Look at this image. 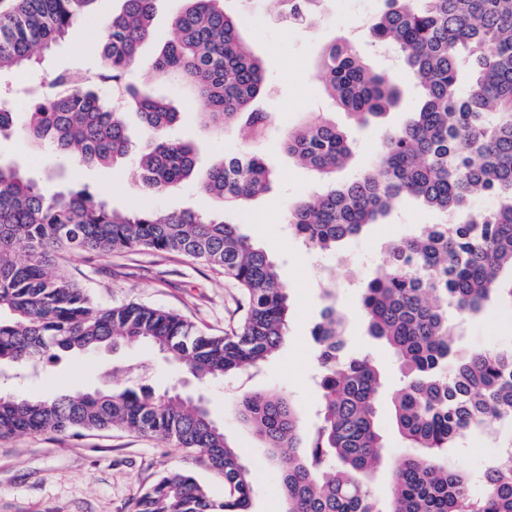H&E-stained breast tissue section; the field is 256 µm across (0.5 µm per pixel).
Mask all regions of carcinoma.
Masks as SVG:
<instances>
[{
	"label": "carcinoma",
	"instance_id": "cac0c4a2",
	"mask_svg": "<svg viewBox=\"0 0 512 512\" xmlns=\"http://www.w3.org/2000/svg\"><path fill=\"white\" fill-rule=\"evenodd\" d=\"M98 0H15L0 14V75L37 69ZM288 17L308 19L315 0H278ZM384 0L368 28L374 43L398 48L421 99L402 127L386 133L374 161L355 176L336 173L353 158L349 130L322 118L289 130L282 150L315 171L326 187L288 211L291 232L310 249L339 253L371 225L414 199L446 217L387 242L385 260L361 286L369 336L393 352L402 383L393 422L413 453L392 472L390 495L377 500L371 475L382 465L376 406L384 376L372 357L350 352L336 281L322 284L325 306L313 336L321 389L318 424L307 438L285 396L253 392L234 412L280 468L283 512H512V435L486 463L480 490L450 449L498 422L512 428V345L470 351L462 324L493 297L512 307V0ZM157 0H123L104 23L95 72L64 70L22 114L0 94V134L21 136L56 157L104 167L128 156L132 140L112 95L136 108L151 148L139 177L163 194L197 179L226 208L264 193L274 174L250 150L201 172L198 146L173 138L179 112L149 86L127 77L153 30ZM318 74L355 127L373 125L401 92L387 71L368 65L352 41L327 45ZM157 83L179 82L203 103L202 129L217 135L238 121L260 138L273 113L260 106L263 64L223 0H182L171 38L150 64ZM495 199L477 211L474 199ZM147 250L201 261L233 281L242 315L212 335L181 315L136 301L102 307L57 263L63 253L108 255ZM288 289L268 254L222 216L119 211L85 185L48 193L28 168L0 160V365L22 379L76 352L143 345L183 364L196 378L221 379L256 367L288 335ZM122 429L195 451L224 476L215 502L188 471L148 487L133 512H251L254 478L241 449L207 403L141 387L50 397L0 392V440L51 431Z\"/></svg>",
	"mask_w": 512,
	"mask_h": 512
}]
</instances>
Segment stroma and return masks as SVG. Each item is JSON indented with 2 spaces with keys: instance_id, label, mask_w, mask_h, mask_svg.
I'll use <instances>...</instances> for the list:
<instances>
[{
  "instance_id": "stroma-1",
  "label": "stroma",
  "mask_w": 512,
  "mask_h": 512,
  "mask_svg": "<svg viewBox=\"0 0 512 512\" xmlns=\"http://www.w3.org/2000/svg\"><path fill=\"white\" fill-rule=\"evenodd\" d=\"M122 0H99L92 18L78 22L72 34L54 47L41 75L6 74L0 85L8 87L17 111H26L40 82L64 69H91L98 61L104 22L118 11ZM382 5V0H325L317 15L297 22L271 10L267 0H225L228 12L237 14L242 33L260 57L266 77L264 106L275 121L263 138L252 141L240 127L222 137L207 136L197 114L200 103L175 83L160 85V92L180 114L177 133L199 146V165L207 167L222 154L244 149L263 155L273 167L270 190L242 209H224L220 201L202 193L191 180L163 195L148 193L138 181L131 162L102 168H83L45 154L15 135L0 138V158L18 161L32 170L48 189L76 184L98 191L119 210L180 211L193 209L224 215L240 224L253 242L261 245L277 264L281 282L293 305L288 336L278 353L258 368L205 386L189 382L187 389L204 396L225 435L240 446L256 476L252 512H283L279 468L270 460L258 437L235 415L230 404L246 391L286 396L301 410L304 430L317 421L320 389L317 383L316 345L311 332L324 307L321 272L336 274L340 303L346 310L347 341L352 350L366 351L381 367L388 388H395L401 372L391 351L367 336L360 307L359 282L383 260L384 242L404 236L413 228L438 222V215L411 201L384 223L375 224L341 255H319L291 235L286 215L293 203L323 189V181L299 165L280 148L283 133L291 127L323 116L348 126L316 76L322 47L350 36ZM402 90L400 105L388 111L379 124L353 133L356 167L368 165L384 131L402 127L419 100L411 73L396 69ZM70 275L102 306L129 299L183 315L204 330L223 334L239 318L238 291L223 274L179 255L148 251H118L98 257L68 256ZM512 342V310L501 303L489 305L470 317L460 343L470 350ZM180 365L142 347L66 356L41 367L37 376L0 383L4 392L49 396L66 389L139 388L158 390L184 378ZM384 438L386 464L375 476L372 489L378 498L390 493L393 468L408 455L405 441L395 430L389 400L377 411ZM193 473L216 500L224 498V478L198 460L196 452L173 447L160 439L144 438L121 430L87 432L68 437L52 432L0 441V512H130L132 503L147 487L172 470Z\"/></svg>"
}]
</instances>
